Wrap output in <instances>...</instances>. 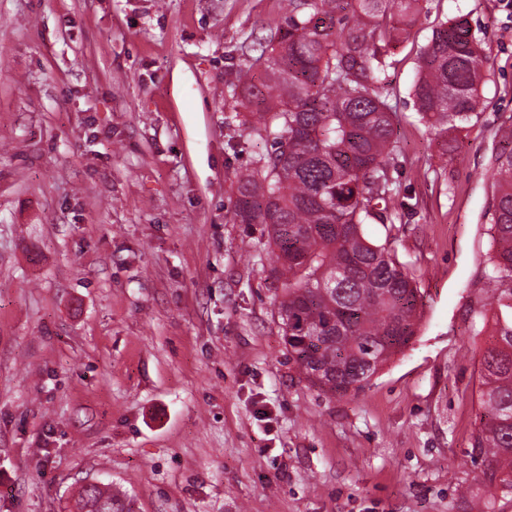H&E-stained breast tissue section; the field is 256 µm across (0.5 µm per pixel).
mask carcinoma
<instances>
[{
	"label": "carcinoma",
	"instance_id": "cac0c4a2",
	"mask_svg": "<svg viewBox=\"0 0 512 512\" xmlns=\"http://www.w3.org/2000/svg\"><path fill=\"white\" fill-rule=\"evenodd\" d=\"M288 0V28L263 51V89L245 88L280 120L265 175H239L234 220L262 224L276 248L278 316L299 373L332 395L357 392L401 352L419 327L418 291L363 225L382 218L394 191L393 113L376 83L392 44L409 36L419 0ZM483 53L468 20L440 23L420 54L412 94L434 129L479 117ZM492 336L479 369L484 410L470 455L489 485L512 488V149L490 172ZM94 512H122L111 487L80 490Z\"/></svg>",
	"mask_w": 512,
	"mask_h": 512
}]
</instances>
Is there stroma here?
<instances>
[{
  "instance_id": "1",
  "label": "stroma",
  "mask_w": 512,
  "mask_h": 512,
  "mask_svg": "<svg viewBox=\"0 0 512 512\" xmlns=\"http://www.w3.org/2000/svg\"><path fill=\"white\" fill-rule=\"evenodd\" d=\"M390 49L396 190L366 235L419 291L420 331L359 392L301 378L260 224L232 216L274 118L242 124L282 0H0V512L84 479L128 512H465L493 341L488 172L512 124V0H420ZM486 61L477 121L440 134L411 89L437 24Z\"/></svg>"
}]
</instances>
